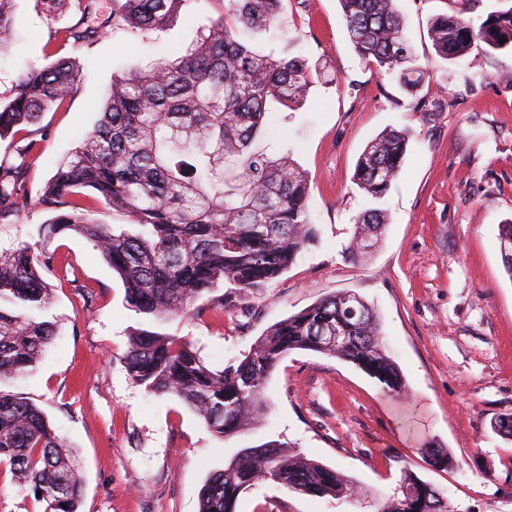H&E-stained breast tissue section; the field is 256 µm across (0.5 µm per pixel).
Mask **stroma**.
<instances>
[{
  "label": "stroma",
  "mask_w": 512,
  "mask_h": 512,
  "mask_svg": "<svg viewBox=\"0 0 512 512\" xmlns=\"http://www.w3.org/2000/svg\"><path fill=\"white\" fill-rule=\"evenodd\" d=\"M496 3L398 0L416 62L430 72L414 96L357 56L339 0H282L279 26L242 31L257 52L301 56L322 70L300 104L271 103L254 144L307 172L317 240L262 287L224 288L223 304H208L204 317L156 323L131 310L121 279L90 241L75 234L44 241L51 214L39 198L99 119L113 78L192 45L223 17V0H188L162 31L117 25L90 45L55 40L71 15L15 0L11 36L0 48V97L21 72L60 57L76 63L77 77L63 105L30 126L27 201L14 223L0 224V250L26 243L35 254L52 253L44 317L56 336L31 373L0 390L27 398L75 453L80 512H198L212 473L239 449L271 440L349 477L357 497H312L259 482L240 494L236 512H380L408 472L452 512H512V442L491 429L512 414V275L498 240L499 225L512 221V51L481 44L449 61L428 36L435 15L458 11L476 21ZM389 128L411 137L398 178L376 203L353 174L366 144ZM376 205L389 222L375 250L347 259L355 217ZM68 267L76 281L67 280ZM345 291L378 315L404 396L351 363L297 350L266 384L262 426L224 441L125 367L134 330L181 337L221 367L243 359L272 325ZM432 448L447 451L448 468L431 466Z\"/></svg>",
  "instance_id": "stroma-1"
}]
</instances>
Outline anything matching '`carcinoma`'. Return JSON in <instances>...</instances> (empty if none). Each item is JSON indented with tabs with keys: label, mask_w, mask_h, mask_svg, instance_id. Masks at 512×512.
Returning a JSON list of instances; mask_svg holds the SVG:
<instances>
[{
	"label": "carcinoma",
	"mask_w": 512,
	"mask_h": 512,
	"mask_svg": "<svg viewBox=\"0 0 512 512\" xmlns=\"http://www.w3.org/2000/svg\"><path fill=\"white\" fill-rule=\"evenodd\" d=\"M49 13L64 9L75 22L58 31L63 42L92 44L110 21L143 33L163 30L187 0H117L108 17L97 0H39ZM346 32L357 54L416 93L429 70L416 64L397 0H339ZM14 0H0V47L12 26ZM281 0H225V15L200 33L184 53L112 80L97 124L71 160L47 182L41 204L55 212L45 237L69 232L93 243L120 276L129 306L157 322L177 314L200 316V299L214 300L221 284L239 291L259 288L288 270L316 237L309 215L310 181L290 158L252 150L268 105L302 101L321 76L301 57L275 59L249 50L240 27L263 28L280 20ZM429 37L441 57L454 61L475 44L512 49V6L474 25L459 14L432 19ZM504 43H499V40ZM75 77L72 61L33 66L12 95L0 100V138L38 122L61 106ZM410 132L391 128L371 140L358 158L354 180L375 200L400 174ZM33 143L0 161V224L19 217ZM90 188L110 207L128 213L142 235L115 233L77 211L69 198ZM385 212L358 215L345 253L363 259L387 224ZM38 261L22 244L0 253V382L34 368L55 336L38 318L52 289ZM294 350L349 362L400 395L406 385L383 352L380 325L359 296L334 293L271 326L241 360L219 369L190 342L138 329L124 355L132 379L158 395L177 398L224 440L258 427L264 389L279 363ZM45 512H79L82 476L40 410L25 398L0 392V464ZM266 475L292 491L347 498L350 479L309 460L288 443L242 448L200 491V512H235L240 492ZM402 485L419 488L417 512H451L426 482L407 474Z\"/></svg>",
	"instance_id": "cac0c4a2"
}]
</instances>
